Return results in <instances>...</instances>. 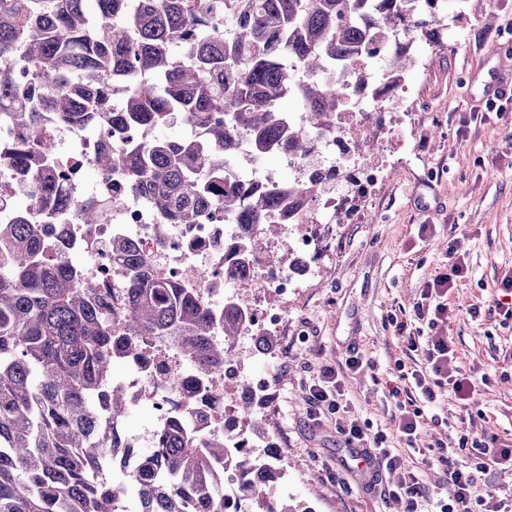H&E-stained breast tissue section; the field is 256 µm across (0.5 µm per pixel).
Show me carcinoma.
I'll list each match as a JSON object with an SVG mask.
<instances>
[{"label":"carcinoma","mask_w":512,"mask_h":512,"mask_svg":"<svg viewBox=\"0 0 512 512\" xmlns=\"http://www.w3.org/2000/svg\"><path fill=\"white\" fill-rule=\"evenodd\" d=\"M436 0H0V115L18 131L0 147V170H18L41 185L32 200L12 198L15 214L0 221V512H123L112 470L134 462L138 512H226L209 491L234 422L216 435L202 419L187 429L169 424L141 450L122 428L126 392L112 384L114 363L142 357L148 344L175 347L203 373H223L239 413L268 436L273 419L257 411L225 346L239 337L259 284L244 265L264 252L280 226L265 212L286 210L314 195L317 184L291 178L273 193L260 182L222 184L240 137L262 161L279 156L283 140L304 157L308 141L288 126L280 99H298L305 124L332 125L345 85L358 77L347 59L388 43L393 28L439 44ZM415 66L405 50L388 57L382 78L405 80ZM119 101L120 110L112 109ZM178 122L208 126L204 140L154 131ZM110 125L134 137L104 142L99 170H122L168 224H196L214 206L255 226L237 272L239 288L216 316L203 296L156 275L130 240L112 241L125 265L122 327L112 322V289L85 281L81 265L47 238L28 210L70 209L84 224L103 211L62 192L53 127ZM170 371L151 358L148 391L166 387ZM280 477L253 471L241 485L247 499L267 496L273 512H302L275 494Z\"/></svg>","instance_id":"cac0c4a2"}]
</instances>
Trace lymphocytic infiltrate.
I'll list each match as a JSON object with an SVG mask.
<instances>
[{"instance_id": "obj_1", "label": "lymphocytic infiltrate", "mask_w": 512, "mask_h": 512, "mask_svg": "<svg viewBox=\"0 0 512 512\" xmlns=\"http://www.w3.org/2000/svg\"><path fill=\"white\" fill-rule=\"evenodd\" d=\"M468 273L458 245L449 246L448 269L436 275L427 286L425 301L414 307L416 319L432 328L448 321L451 313L446 302L448 294L455 281ZM389 324L404 350L420 353L423 358L417 369L401 373L400 383L388 391L397 409L394 416L397 429L407 448L415 451L418 465H406L402 455L389 446L385 433H370L365 423L347 416L340 375L345 370L358 372L369 367V359L361 353H352L340 368L332 364L319 366L315 378L303 389L310 416L334 418L337 433L350 446L362 449L366 464L391 474L385 494L397 504L399 512H426L431 505L437 512H512V494L489 500L477 493L481 477L495 470L512 471V446L502 442L498 435L464 430L453 445L444 437L425 448L417 445L427 427L438 425L433 410L445 393H452L460 408H467L476 378L458 366L447 337L422 336L407 319L394 315L390 316ZM461 451L467 454L462 462L457 459ZM431 469L438 470V483L448 490L446 498L433 497L423 477L424 471Z\"/></svg>"}]
</instances>
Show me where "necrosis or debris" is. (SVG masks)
Returning a JSON list of instances; mask_svg holds the SVG:
<instances>
[{
  "label": "necrosis or debris",
  "instance_id": "obj_1",
  "mask_svg": "<svg viewBox=\"0 0 512 512\" xmlns=\"http://www.w3.org/2000/svg\"><path fill=\"white\" fill-rule=\"evenodd\" d=\"M393 51V46L375 44L370 52L354 58L353 65L359 77L346 87L331 129L306 130L309 142L306 159H299L292 150H281L282 166L292 171L297 180H319L320 189L313 198L292 206L289 212H267V223L281 225L283 229L275 246L287 249L291 262L288 268L277 270L269 267L263 256H251L248 271L255 282L268 285L271 296L267 299L255 297L241 324L242 340L254 342L260 336H276L287 330L289 293L318 275L328 255V244L323 236L314 232V225L335 223L351 190H367L384 178V164L358 155L352 138L357 124L367 116L384 115L386 101L399 97L405 90L404 84L390 87L382 82L381 63ZM55 137L60 149L54 163L65 176L63 188L66 193L82 202L108 199L112 206L97 224L80 223L68 210L53 213L36 210L31 212L30 219L36 224L63 227L67 250L87 258L83 266L86 279L102 283L107 288L121 287L125 269L113 262L112 243L131 240L150 258L159 274L177 279L183 287L204 294L214 311H223L224 300L231 297L235 285L227 271L233 267L250 235V227L235 223L220 207L210 209L196 224L163 223L148 197L130 191L124 172L102 170L97 173L94 183L85 182L83 173L92 163L101 142L107 139V129L91 132L70 127L56 131ZM167 355L176 383L197 379L193 406L183 404L174 386L157 389L151 397H144L148 365L135 362L120 378V385L128 393L133 407L153 408L161 422L185 414L194 418L202 416L206 418L208 428L216 431L223 430L225 420H235V432L228 440L218 493L233 512H267L266 500H246L239 494L243 482L240 456L249 454L253 469L281 472L286 469L283 457H270L264 453V440L254 434L247 419L238 417L236 403L225 398L223 379L196 376L176 350H168Z\"/></svg>",
  "mask_w": 512,
  "mask_h": 512
}]
</instances>
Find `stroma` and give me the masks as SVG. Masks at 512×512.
<instances>
[{"mask_svg":"<svg viewBox=\"0 0 512 512\" xmlns=\"http://www.w3.org/2000/svg\"><path fill=\"white\" fill-rule=\"evenodd\" d=\"M489 7L493 25L466 15L452 22L456 37L444 47L415 40L420 63L372 142L394 146L387 177L367 199L347 200L354 221L325 232L332 260L289 296L288 321L299 335L278 337L273 358L251 361V374L270 383V436L288 461V495L310 512H396L383 496L389 474L372 479L333 421H312L302 388L319 364L343 363L355 351L373 359V368L345 376V398L412 460L392 420L388 389L403 353L388 317L412 311L425 283L446 271L455 238L470 274L453 288L454 315L439 333L463 370L488 376L469 401L472 430L512 435V319L500 315L495 292L512 274V103L492 109L512 87V0ZM475 304L478 321L469 314Z\"/></svg>","mask_w":512,"mask_h":512,"instance_id":"obj_1","label":"stroma"}]
</instances>
